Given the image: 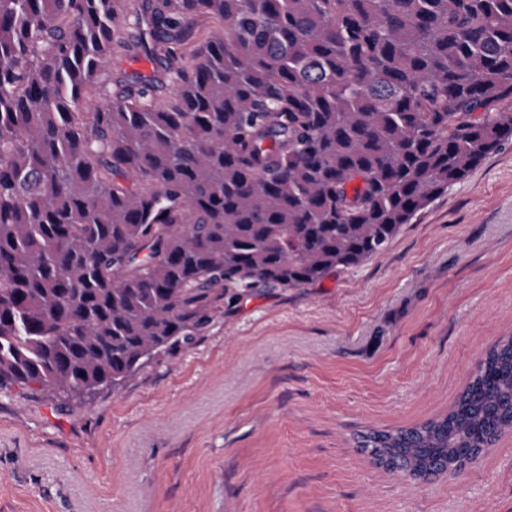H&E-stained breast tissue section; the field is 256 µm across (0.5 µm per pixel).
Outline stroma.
I'll use <instances>...</instances> for the list:
<instances>
[{"label":"stroma","mask_w":512,"mask_h":512,"mask_svg":"<svg viewBox=\"0 0 512 512\" xmlns=\"http://www.w3.org/2000/svg\"><path fill=\"white\" fill-rule=\"evenodd\" d=\"M512 336V145L308 288L118 391H0V512H512V431L427 484L355 445L452 407Z\"/></svg>","instance_id":"stroma-1"}]
</instances>
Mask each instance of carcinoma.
<instances>
[{"mask_svg": "<svg viewBox=\"0 0 512 512\" xmlns=\"http://www.w3.org/2000/svg\"><path fill=\"white\" fill-rule=\"evenodd\" d=\"M125 2L0 0V390L117 391L512 143V0ZM507 429L512 339L446 415L363 435L415 469ZM112 70V79L117 74H125L132 76L135 73L146 74L151 71V65L147 60L140 56L138 59L125 58L123 56L112 57V66L109 67ZM108 70V74L110 71Z\"/></svg>", "mask_w": 512, "mask_h": 512, "instance_id": "obj_1", "label": "carcinoma"}]
</instances>
